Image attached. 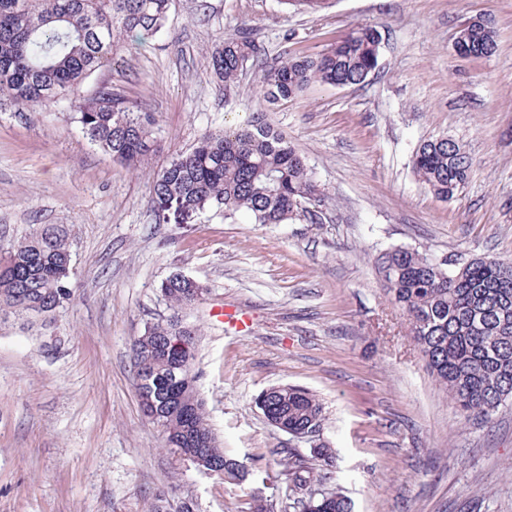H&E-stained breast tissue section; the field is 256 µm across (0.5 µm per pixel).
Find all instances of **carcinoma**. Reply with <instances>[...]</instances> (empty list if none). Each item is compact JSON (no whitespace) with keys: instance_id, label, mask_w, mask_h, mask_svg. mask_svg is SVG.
I'll return each mask as SVG.
<instances>
[{"instance_id":"1","label":"carcinoma","mask_w":512,"mask_h":512,"mask_svg":"<svg viewBox=\"0 0 512 512\" xmlns=\"http://www.w3.org/2000/svg\"><path fill=\"white\" fill-rule=\"evenodd\" d=\"M286 9L318 14L334 0H280ZM172 0H0V101L36 109L67 96L71 120L112 160L140 170L155 152L154 118L101 84L85 97L80 88L109 62L122 34L144 40L158 33ZM381 34L374 26L352 30L316 57L264 60V49L249 28L227 37L209 56L224 83L236 88L248 63L259 68L258 92L269 106L319 82L357 86L378 65ZM496 47L488 16L472 24L462 43L465 57H484ZM472 167L465 146L446 136L418 146L413 171L437 198L453 199L468 183ZM153 192L158 221L177 210L192 215L215 210L232 220L246 213L255 224H286L305 214L321 190L302 156L256 118L244 126L204 134L193 148L157 173ZM388 299L407 316L409 333L436 384L467 421L487 423L512 403V260L474 258L463 264L437 261L416 249L395 248L378 259ZM72 255L63 225L39 224L0 256V311L54 312L70 299ZM202 291L197 281L173 273L160 290L172 310L138 337L134 367L140 407L150 406L174 432L179 456L203 454L217 464V477L241 479L247 466L224 453L212 431L204 403L185 409L189 392L175 380L178 368L194 363L197 328L183 337L180 312ZM266 408L278 430L296 436L324 427L322 403L305 389H267ZM299 512H351L341 490L322 492V474L288 453L280 460Z\"/></svg>"}]
</instances>
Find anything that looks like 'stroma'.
I'll use <instances>...</instances> for the list:
<instances>
[{"label":"stroma","instance_id":"35a3bbf8","mask_svg":"<svg viewBox=\"0 0 512 512\" xmlns=\"http://www.w3.org/2000/svg\"><path fill=\"white\" fill-rule=\"evenodd\" d=\"M492 15L496 50L464 59L453 35ZM383 35L354 87L310 85L265 112L256 68L225 95L207 56L249 27L267 59L314 56L362 25ZM112 86L156 119L147 169L113 162L64 106L0 107V253L35 224L71 229V296L47 317L0 314V512H284L280 459H309L257 405L277 385L308 389L333 451L322 488L353 512H512V406L488 424L461 417L429 374L377 258L512 259V0H336L319 14L278 0H173L163 30L123 37L86 84ZM265 113L300 151L323 196L315 220L255 224L206 211L157 223L153 176L205 133ZM463 143L462 193L444 201L415 177L429 138ZM174 272L206 293L195 369L208 422L246 480H218L164 448L140 410L131 345L170 316ZM243 310L225 328L215 306Z\"/></svg>","mask_w":512,"mask_h":512}]
</instances>
